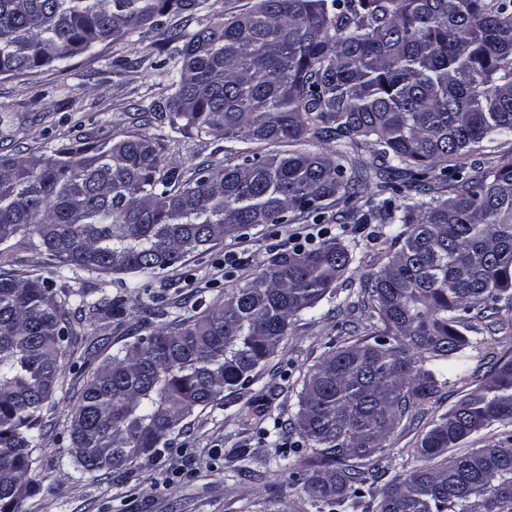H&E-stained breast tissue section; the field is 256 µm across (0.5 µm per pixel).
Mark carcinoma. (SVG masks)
I'll return each mask as SVG.
<instances>
[{
	"label": "carcinoma",
	"mask_w": 512,
	"mask_h": 512,
	"mask_svg": "<svg viewBox=\"0 0 512 512\" xmlns=\"http://www.w3.org/2000/svg\"><path fill=\"white\" fill-rule=\"evenodd\" d=\"M199 0H0V76L34 74L109 40L151 31L183 41L169 127L290 149L228 148L224 165L185 177L147 132L50 156L0 160V261L19 244L57 268L158 276L224 236L263 224H399L390 263L363 278L367 337L325 356L299 393L296 429L318 459L303 486L317 512H512V448L448 455L495 422H512V359L440 415L421 465L374 488L387 436L444 374L426 359L460 357L476 321L512 319V156L473 174L454 164L512 137V0H256L190 35L161 21ZM317 141L336 143L334 155ZM419 194L362 198L347 149ZM339 236L272 254L260 277L216 307L173 318L110 355L88 377L70 424L81 475L127 470L167 447L201 407L250 381L301 314L349 271ZM58 295L41 277L0 272V512H23L74 329L65 305L112 314L103 294Z\"/></svg>",
	"instance_id": "cac0c4a2"
}]
</instances>
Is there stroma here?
<instances>
[{"mask_svg":"<svg viewBox=\"0 0 512 512\" xmlns=\"http://www.w3.org/2000/svg\"><path fill=\"white\" fill-rule=\"evenodd\" d=\"M253 3L203 0L167 21L191 34ZM178 62L174 48L156 45L145 31L98 44L32 75L0 77V157L47 155L78 139L117 140L137 131L166 135L167 121L153 108L170 96L167 73ZM224 146L223 139L190 131L168 145L164 159L189 175L199 166L223 164ZM320 230L309 222L248 228L188 255L164 280L59 270L46 252L16 247L6 267L15 278L50 279L57 293L101 290L119 303L111 317L74 324L72 356L60 374L56 406L41 421L44 444L29 476L24 512H262L267 506L275 512H315L300 486L289 483L290 472L312 469L315 459L299 432L283 425L296 416L307 372L365 333L368 311L358 303L360 278L387 265L396 250L391 240L378 236L377 225H331V233L340 235L354 256L332 301L301 315L252 383L225 392L220 405L195 410L168 447L138 459L129 470L83 477L69 453V430L88 375L123 344L149 333L150 310L182 314L197 302L222 303L235 284L261 273L272 252L318 239ZM468 339L463 367L428 360V367L444 371L448 383L435 398L414 405L390 434L383 459L387 478L405 477L417 464V442L432 420L474 389L497 362L512 358L510 320L481 325ZM292 447L301 450L294 470L276 466L275 455Z\"/></svg>","mask_w":512,"mask_h":512,"instance_id":"stroma-1","label":"stroma"}]
</instances>
